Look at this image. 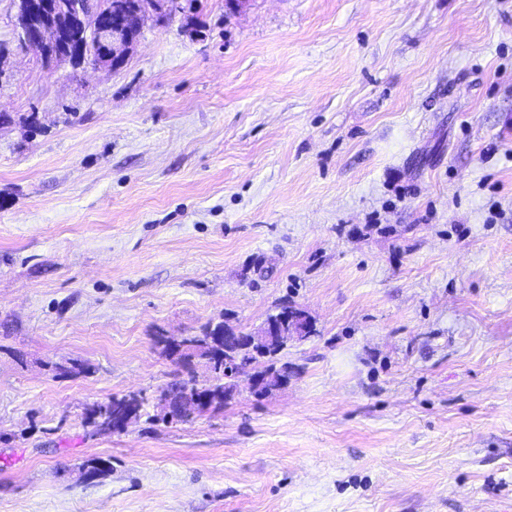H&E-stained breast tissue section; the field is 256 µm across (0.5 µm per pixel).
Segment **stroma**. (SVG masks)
<instances>
[{
    "label": "stroma",
    "mask_w": 512,
    "mask_h": 512,
    "mask_svg": "<svg viewBox=\"0 0 512 512\" xmlns=\"http://www.w3.org/2000/svg\"><path fill=\"white\" fill-rule=\"evenodd\" d=\"M14 14L0 512H512V0H193L116 71L45 64ZM286 304L317 333L281 391L86 426L204 375L161 335ZM195 383L196 380L193 374H190L188 379L176 380L170 384H167L160 391L167 394L171 399L178 403V406L174 411L175 413L172 415L170 421L186 423L194 420L197 416H199L198 409L193 403L188 402L184 405L182 402L184 387H186L188 384L194 385ZM133 401H134V399L132 397H130V395H122V396L115 395V396H112L111 398H109L107 401H104L103 403L102 402L95 403L86 409V413H85L86 414V417H85L86 423L89 426H92L94 428L95 432H97V433L112 432L108 428L103 427L101 424L100 425H92V423L90 421L91 418L97 413L98 410H101L103 407H106L107 410L109 411V413L112 414V408H115V410H117V409H120L127 405H130ZM109 413H103V415L105 416V418H108L107 420H108V422H110L112 430L116 433L126 432L128 430V428L133 423H135L138 419L137 413H135L133 411L128 412L125 416H122L120 418H118L116 414H113L111 416V415H109Z\"/></svg>",
    "instance_id": "obj_1"
}]
</instances>
